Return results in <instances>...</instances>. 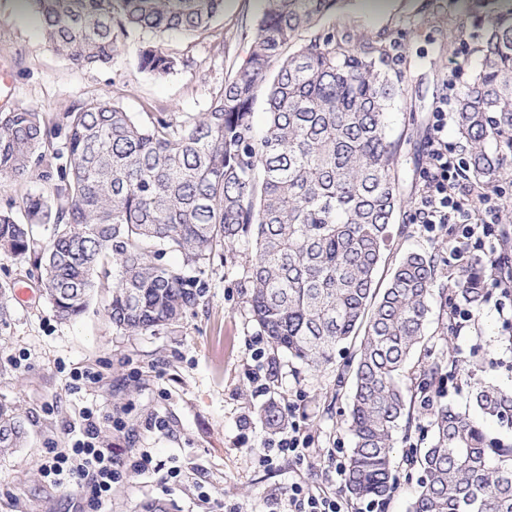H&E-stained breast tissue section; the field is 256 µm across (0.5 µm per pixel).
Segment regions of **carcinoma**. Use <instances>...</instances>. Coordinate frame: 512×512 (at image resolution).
Wrapping results in <instances>:
<instances>
[{
  "mask_svg": "<svg viewBox=\"0 0 512 512\" xmlns=\"http://www.w3.org/2000/svg\"><path fill=\"white\" fill-rule=\"evenodd\" d=\"M56 52L81 66L105 65L129 28L194 36L224 0H30ZM339 0H267L250 52L209 110L179 121L158 112L142 123L105 98L66 115L68 160L55 207L25 202V220L0 210V253L41 271L46 300L62 320L87 308L96 280L112 274L109 316L128 333L178 322L201 290L166 250L196 266L212 253L244 249L241 287L253 320L276 350L318 369L365 329L345 419L354 445L345 485L384 501L395 481V432L411 408L427 411L430 446L408 512H512V443L488 437L483 420L512 427V391L483 385L475 414L458 411L436 385L456 361L426 351L433 289L446 276L453 306L480 310L491 296L487 264L474 258L445 273L436 252L413 251L379 291L375 273L406 209L397 187L401 142L389 137L400 57L385 39L317 26ZM469 37L479 67L456 91L455 125L469 148L468 179L486 188L512 165V9L476 15ZM142 70L165 77L189 65L147 44ZM264 100L266 121L253 115ZM51 131L32 109L0 112V174L22 178L45 160ZM277 429L286 414L261 413ZM15 406L0 401V455L25 446Z\"/></svg>",
  "mask_w": 512,
  "mask_h": 512,
  "instance_id": "obj_1",
  "label": "carcinoma"
}]
</instances>
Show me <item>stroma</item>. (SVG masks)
<instances>
[{
  "instance_id": "35a3bbf8",
  "label": "stroma",
  "mask_w": 512,
  "mask_h": 512,
  "mask_svg": "<svg viewBox=\"0 0 512 512\" xmlns=\"http://www.w3.org/2000/svg\"><path fill=\"white\" fill-rule=\"evenodd\" d=\"M264 6L265 0H225L223 14L197 37L152 38L131 29L111 63L81 67L50 47L28 0H0V61L11 69L17 107L39 112L50 128L63 125L67 112L102 97L143 123L152 112L183 119L207 111L247 56ZM511 8L512 0H394L374 16L360 0H345L338 13L322 19L325 27L383 34L402 57L404 77L389 124L391 137L404 142L398 164L402 196L413 199L422 190L434 114L478 65L461 40L449 39V30L472 13ZM149 40L189 59V66L166 77L143 71L139 51ZM39 194L53 195L39 172L23 179L0 175V210L23 217L27 197ZM396 221L405 231L385 253L379 283L413 250L448 259L458 247L468 260L498 252L512 262V241L494 249L481 234L463 239L444 228L428 229L406 213ZM241 275L240 257L210 256L197 274L202 296L196 307L175 324L129 334L113 327L106 313L111 279L99 281L83 315L64 321L40 292L39 270L0 254V285L10 289L11 308L8 325L0 326V399L17 407L27 432L25 448L0 457V512H85L81 489L56 486L43 477L40 464L47 449L79 437L88 408L97 419L98 446L125 462L146 451L156 462L117 485L103 512H139L150 499L168 501L172 512H218L222 506L268 512L271 500L295 482L336 498L347 512H407L424 476L409 461L410 449L422 445L424 411L415 410V428L396 433L397 487L390 499L370 504L349 496L338 471L353 446L344 424L352 385L338 383L337 375L356 360L359 345L340 346L335 363L320 371L273 352L251 318ZM511 316L494 297L474 321L451 333L431 316L427 345L435 354L462 364H493L490 372L444 383L446 398L460 411H471L469 394L479 383L512 388V344L504 339V321ZM86 370L97 373V381L69 390L72 374ZM270 402L286 413V430L306 438L304 459L278 452L280 435L260 416Z\"/></svg>"
}]
</instances>
